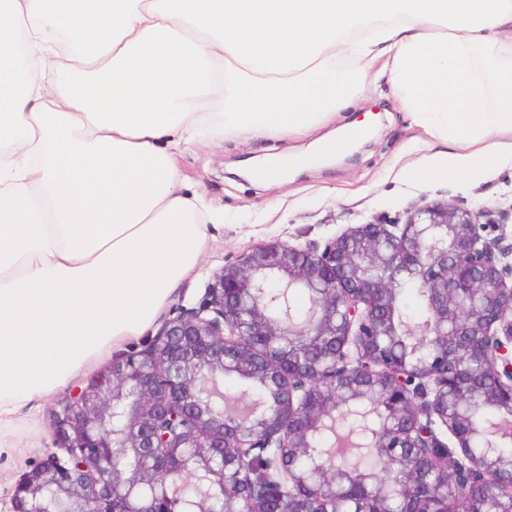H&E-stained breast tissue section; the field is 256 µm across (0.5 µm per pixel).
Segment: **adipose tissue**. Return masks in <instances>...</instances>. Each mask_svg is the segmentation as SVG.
<instances>
[{
  "mask_svg": "<svg viewBox=\"0 0 512 512\" xmlns=\"http://www.w3.org/2000/svg\"><path fill=\"white\" fill-rule=\"evenodd\" d=\"M512 0H0V430L140 335L220 215L191 146L318 127L383 62L433 182L512 168ZM346 136L253 173L340 154Z\"/></svg>",
  "mask_w": 512,
  "mask_h": 512,
  "instance_id": "adipose-tissue-1",
  "label": "adipose tissue"
}]
</instances>
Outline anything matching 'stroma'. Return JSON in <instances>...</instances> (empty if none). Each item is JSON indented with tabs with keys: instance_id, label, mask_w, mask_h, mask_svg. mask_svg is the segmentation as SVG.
Segmentation results:
<instances>
[{
	"instance_id": "stroma-1",
	"label": "stroma",
	"mask_w": 512,
	"mask_h": 512,
	"mask_svg": "<svg viewBox=\"0 0 512 512\" xmlns=\"http://www.w3.org/2000/svg\"><path fill=\"white\" fill-rule=\"evenodd\" d=\"M367 119L368 136L332 161L290 173L287 182L260 185L253 170L267 157L305 151L314 134L284 139L243 136L197 147L181 159L187 183L224 214V229L205 248L194 271L179 286L172 307L196 306L214 272L259 244L278 238L293 244L323 240L348 226L380 220L404 223L418 204L447 201L480 209L489 236L512 242V173L466 191L431 187L405 179L403 170L423 156L410 127L390 92V76L382 74L355 106L337 114L330 129ZM56 399L35 401L18 415L8 431V448L0 450V512H12L16 480L51 456H62L50 433Z\"/></svg>"
}]
</instances>
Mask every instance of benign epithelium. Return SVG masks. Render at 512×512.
<instances>
[{"label": "benign epithelium", "mask_w": 512, "mask_h": 512, "mask_svg": "<svg viewBox=\"0 0 512 512\" xmlns=\"http://www.w3.org/2000/svg\"><path fill=\"white\" fill-rule=\"evenodd\" d=\"M469 207L426 202L402 225L355 224L324 240H269L212 275L199 305L166 317L141 349L75 386L51 414L56 447L22 473L13 512H490L512 505V434L472 419L478 397L512 413V246L484 236ZM428 317L403 331L400 288ZM309 290L296 321L289 291ZM249 365L252 416L224 419V375ZM364 427L399 477L355 478L334 455L312 475L300 459L338 416Z\"/></svg>", "instance_id": "benign-epithelium-1"}]
</instances>
